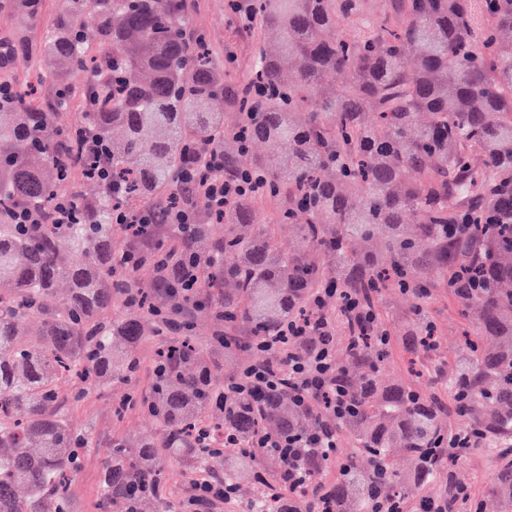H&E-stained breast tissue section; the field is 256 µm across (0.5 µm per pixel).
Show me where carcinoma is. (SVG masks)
I'll list each match as a JSON object with an SVG mask.
<instances>
[{
    "label": "carcinoma",
    "mask_w": 512,
    "mask_h": 512,
    "mask_svg": "<svg viewBox=\"0 0 512 512\" xmlns=\"http://www.w3.org/2000/svg\"><path fill=\"white\" fill-rule=\"evenodd\" d=\"M243 4L256 34L250 71L234 80L194 27L189 0H59L47 23L45 0H0L12 20L1 69L32 46L43 74L83 75L46 99L15 87L0 99V512H72L71 478L93 437L67 405L130 385L147 341L148 389L114 411L146 414L159 432L133 451L112 438L103 512H168L167 460L234 492L251 481L245 512L323 508L318 476L330 460H299L306 483L290 487L280 449L252 447L261 435L307 434L308 407L278 389L224 393L218 357L242 342L201 341L194 323L201 313L263 341L308 315L314 290L331 283L376 306L409 298L417 357L439 347L437 336L424 340L436 331V289L466 321L448 407L379 379L385 348L375 336L349 345L336 311L351 398L336 424L355 445L350 468L326 486L340 512L394 510L407 486L441 476L447 512H482L480 499L457 504L453 467L469 449L446 447L450 413L459 437L498 463L493 493L512 512V0H385L378 12L369 0ZM75 104L79 117L62 123ZM91 140L107 146L95 165L82 156ZM210 152L226 179L264 177L275 221L299 248L277 251L252 223L250 195L212 218L198 193L212 174L199 157ZM80 182L98 194L80 197ZM65 198L60 223H15L21 211L50 217ZM188 204L197 223H168ZM115 207L148 211L153 223L115 237ZM32 318L41 334L24 337ZM226 431L240 447H224ZM393 449L408 472L393 469Z\"/></svg>",
    "instance_id": "obj_1"
}]
</instances>
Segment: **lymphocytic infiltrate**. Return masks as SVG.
I'll list each match as a JSON object with an SVG mask.
<instances>
[{
    "mask_svg": "<svg viewBox=\"0 0 512 512\" xmlns=\"http://www.w3.org/2000/svg\"><path fill=\"white\" fill-rule=\"evenodd\" d=\"M262 185L256 177L243 176L238 181L214 177L202 185V194L207 206L216 213L235 197L248 192L261 193ZM317 312L315 320L293 322L284 328L274 340L279 356L265 354L261 360L245 365L234 382L237 392L260 395L283 386L303 403L326 395L331 399L329 411L334 415L344 414L349 404V393L340 383L336 366V348L328 332L336 325L337 309H344L359 328L371 326L375 319L372 309L365 306L359 297H349L339 302L336 289H318L312 299ZM319 329L322 336L309 350L301 345L312 329ZM342 443V434L335 426L320 425L308 434L288 441L284 456L288 461L301 458L305 449L316 448L327 457H335Z\"/></svg>",
    "mask_w": 512,
    "mask_h": 512,
    "instance_id": "1",
    "label": "lymphocytic infiltrate"
}]
</instances>
